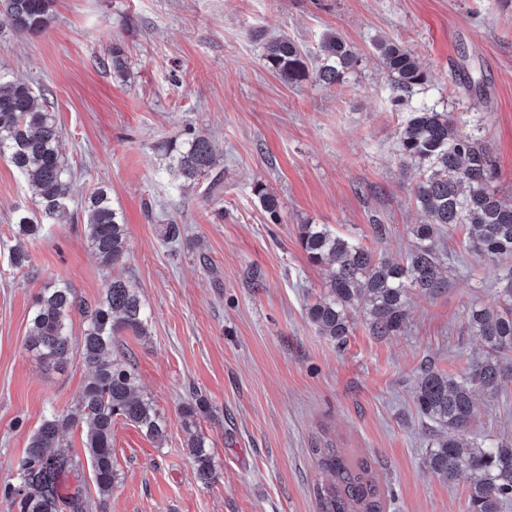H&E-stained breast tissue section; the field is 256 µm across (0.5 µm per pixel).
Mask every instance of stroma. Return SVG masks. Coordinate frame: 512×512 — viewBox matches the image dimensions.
<instances>
[{
    "mask_svg": "<svg viewBox=\"0 0 512 512\" xmlns=\"http://www.w3.org/2000/svg\"><path fill=\"white\" fill-rule=\"evenodd\" d=\"M328 30L358 55L343 85L288 87L266 69V39L313 52ZM379 38L413 50L427 75L398 106L372 48ZM116 43L123 80L102 64ZM0 69L32 83L54 112L71 172L67 214L22 237L19 218L38 217L39 206L0 157V487L16 483L44 417L74 412L87 379L80 359L53 370L26 351L36 297L63 281L94 302L118 275L148 316L146 337L118 342L167 437L159 445L116 424L119 480L106 512H317L313 488L329 477L309 444L322 433L371 462L386 512H468L467 475L448 484L425 466L436 427L414 392L421 368L459 374L481 356L465 311L497 306L512 260L477 258L453 234L447 292L412 295L407 330L391 339L352 309L339 347L307 318L326 275L298 232L326 224L386 257L406 255L419 173L404 164L398 131L423 106L482 138L512 197V0H57L42 34L16 33L0 13ZM189 130L214 141L219 184L185 187L166 172L160 144ZM100 186L127 227V258L112 271L89 248L79 211ZM172 222L185 227L176 242L164 237ZM19 246L30 260L22 269L11 263ZM196 396L210 405L198 420L217 472L208 486L184 448L180 408ZM469 436L512 441V386L480 399Z\"/></svg>",
    "mask_w": 512,
    "mask_h": 512,
    "instance_id": "obj_1",
    "label": "stroma"
}]
</instances>
